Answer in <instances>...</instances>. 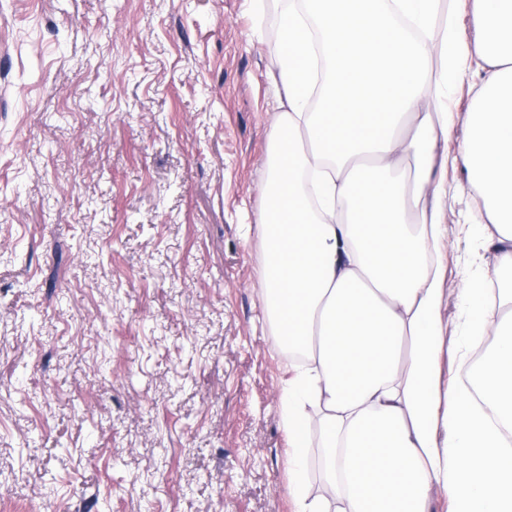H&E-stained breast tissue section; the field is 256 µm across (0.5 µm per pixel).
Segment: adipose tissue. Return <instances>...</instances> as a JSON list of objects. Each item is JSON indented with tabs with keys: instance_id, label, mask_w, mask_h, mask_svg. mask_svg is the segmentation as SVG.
<instances>
[{
	"instance_id": "adipose-tissue-1",
	"label": "adipose tissue",
	"mask_w": 512,
	"mask_h": 512,
	"mask_svg": "<svg viewBox=\"0 0 512 512\" xmlns=\"http://www.w3.org/2000/svg\"><path fill=\"white\" fill-rule=\"evenodd\" d=\"M303 4L280 17L284 100L258 280L281 347L305 358L281 402L295 512H430L438 488L451 512H512V0H474L471 45L451 24L433 38L439 0ZM313 19L333 69L312 109ZM473 59L485 76L458 161L499 288L493 298L485 282H467L471 338L488 348L445 387L437 245L447 181L434 160L454 133L444 98ZM313 445L318 494L305 470Z\"/></svg>"
}]
</instances>
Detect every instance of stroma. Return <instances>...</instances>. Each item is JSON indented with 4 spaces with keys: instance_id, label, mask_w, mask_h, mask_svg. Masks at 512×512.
I'll use <instances>...</instances> for the list:
<instances>
[{
    "instance_id": "stroma-1",
    "label": "stroma",
    "mask_w": 512,
    "mask_h": 512,
    "mask_svg": "<svg viewBox=\"0 0 512 512\" xmlns=\"http://www.w3.org/2000/svg\"><path fill=\"white\" fill-rule=\"evenodd\" d=\"M284 3L0 0V512H294L257 286ZM478 209L449 168L445 383Z\"/></svg>"
}]
</instances>
